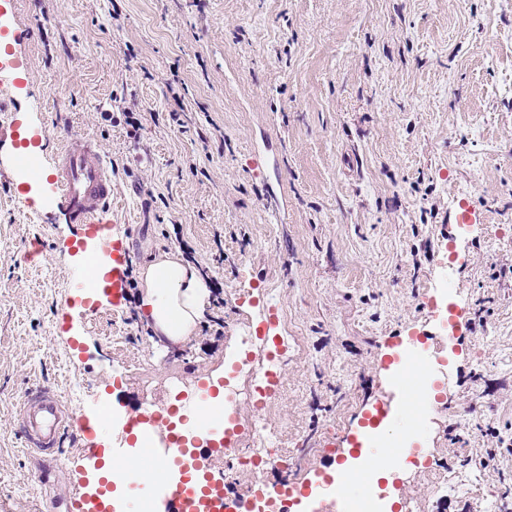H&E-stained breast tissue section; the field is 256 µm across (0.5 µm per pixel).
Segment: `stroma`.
Returning <instances> with one entry per match:
<instances>
[{
  "label": "stroma",
  "instance_id": "obj_1",
  "mask_svg": "<svg viewBox=\"0 0 512 512\" xmlns=\"http://www.w3.org/2000/svg\"><path fill=\"white\" fill-rule=\"evenodd\" d=\"M0 18L27 31L11 47L24 84L0 86L41 166L57 135L98 141L112 163L116 231H129L135 270L196 251L224 288V334L135 337L132 303L95 315L55 314L88 252L52 207L17 197L52 186L14 173L0 142V512H36L42 490L12 415L31 382L93 417L112 378L139 391L134 356L156 374L179 363L200 377L240 358L235 328L286 311L295 340L268 416L287 450L306 442L308 478L389 392L386 336L424 325L422 292L466 316L489 314L458 350L441 352L458 382L429 413L422 448L400 472L415 512H471L458 466L512 439V0H6ZM187 110H178L176 98ZM155 112L142 130L125 111ZM281 194L280 217L268 211ZM473 221L461 227L462 210ZM182 228L172 237L173 225ZM42 251L25 258L31 243ZM223 263H216V252ZM453 265L450 289L437 285ZM83 381L86 399L71 386ZM480 476L489 512H512V451ZM431 452L458 487L440 498L418 464Z\"/></svg>",
  "mask_w": 512,
  "mask_h": 512
}]
</instances>
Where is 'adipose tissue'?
<instances>
[{
	"label": "adipose tissue",
	"mask_w": 512,
	"mask_h": 512,
	"mask_svg": "<svg viewBox=\"0 0 512 512\" xmlns=\"http://www.w3.org/2000/svg\"><path fill=\"white\" fill-rule=\"evenodd\" d=\"M141 306L156 336L176 343L191 336L204 315L208 292L198 269L163 255L142 271Z\"/></svg>",
	"instance_id": "adipose-tissue-1"
}]
</instances>
